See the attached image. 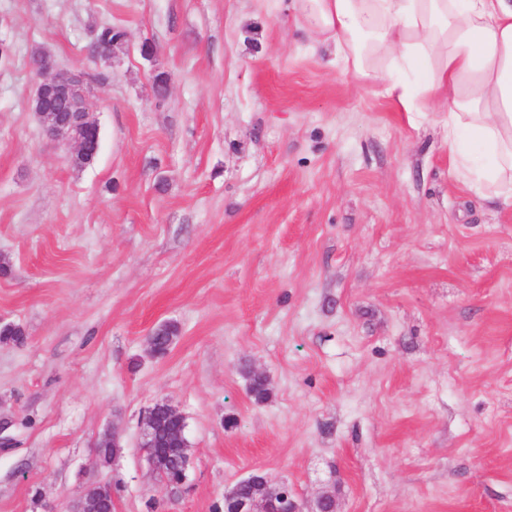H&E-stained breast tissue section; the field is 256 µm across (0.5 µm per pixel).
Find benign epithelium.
<instances>
[{
    "label": "benign epithelium",
    "instance_id": "7a95c632",
    "mask_svg": "<svg viewBox=\"0 0 512 512\" xmlns=\"http://www.w3.org/2000/svg\"><path fill=\"white\" fill-rule=\"evenodd\" d=\"M32 65L42 75L31 96L32 112L47 136L68 147L71 159L86 146L88 137L99 132L93 117L94 85L82 71L55 66L46 52L35 57ZM165 410L174 425L160 430L155 426L152 412H147L141 426L143 445L149 446L159 437L175 446L182 443V414L169 404ZM228 496L233 498L232 512H302L299 501L274 483L266 487L262 496L240 495L235 489Z\"/></svg>",
    "mask_w": 512,
    "mask_h": 512
}]
</instances>
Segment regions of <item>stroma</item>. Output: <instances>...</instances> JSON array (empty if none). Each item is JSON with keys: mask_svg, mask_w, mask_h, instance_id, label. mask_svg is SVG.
Here are the masks:
<instances>
[{"mask_svg": "<svg viewBox=\"0 0 512 512\" xmlns=\"http://www.w3.org/2000/svg\"><path fill=\"white\" fill-rule=\"evenodd\" d=\"M293 4L0 0V323L24 333L0 343V512L103 484L113 512H214L256 470L336 512H512V206L312 52ZM38 47L96 87L85 168L30 109ZM157 403L186 421L177 493L140 446Z\"/></svg>", "mask_w": 512, "mask_h": 512, "instance_id": "obj_1", "label": "stroma"}]
</instances>
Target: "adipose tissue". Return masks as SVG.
I'll return each instance as SVG.
<instances>
[{
    "label": "adipose tissue",
    "instance_id": "1",
    "mask_svg": "<svg viewBox=\"0 0 512 512\" xmlns=\"http://www.w3.org/2000/svg\"><path fill=\"white\" fill-rule=\"evenodd\" d=\"M337 73L373 83L417 125L441 119L454 172L512 205V0H296Z\"/></svg>",
    "mask_w": 512,
    "mask_h": 512
}]
</instances>
